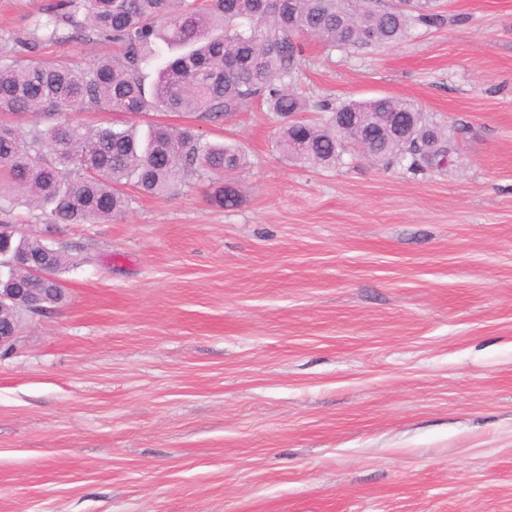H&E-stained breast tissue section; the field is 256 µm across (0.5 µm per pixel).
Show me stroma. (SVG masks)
<instances>
[{"label": "stroma", "mask_w": 512, "mask_h": 512, "mask_svg": "<svg viewBox=\"0 0 512 512\" xmlns=\"http://www.w3.org/2000/svg\"><path fill=\"white\" fill-rule=\"evenodd\" d=\"M51 4L0 0V54ZM440 7L396 45L302 37L297 88L413 101L445 169L285 159L252 102L133 120L237 147L238 207L193 180L104 223L0 211L80 262L0 355V512H512V0Z\"/></svg>", "instance_id": "1"}]
</instances>
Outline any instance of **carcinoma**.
<instances>
[{"mask_svg": "<svg viewBox=\"0 0 512 512\" xmlns=\"http://www.w3.org/2000/svg\"><path fill=\"white\" fill-rule=\"evenodd\" d=\"M53 15L71 23L60 32L52 20L29 52L47 44L83 40L85 31L112 42L115 55L89 68L15 58L0 61V112L69 115L107 108L198 114L208 121L233 115L258 98L282 120L278 146L298 162L336 164L351 139L336 123L348 112L367 122L380 112L412 113L414 138L438 132L439 144L426 157L392 139L377 138L373 159L405 165L412 173L448 163L446 131L413 103L379 96L319 109L322 125L296 116L309 109L297 91L302 53L298 33L338 48L393 45L419 27L445 23L437 0H57ZM178 55L145 70L160 44ZM226 144H203L189 127L163 123L140 132L135 125L89 128L69 118L43 129L0 122V199L22 201L41 211L45 224H94L121 217L131 201L124 191L162 196L191 179L208 180V198L234 207L239 193L226 174L241 164ZM77 262L39 236L0 237V288L63 287L61 276Z\"/></svg>", "mask_w": 512, "mask_h": 512, "instance_id": "obj_1", "label": "carcinoma"}]
</instances>
